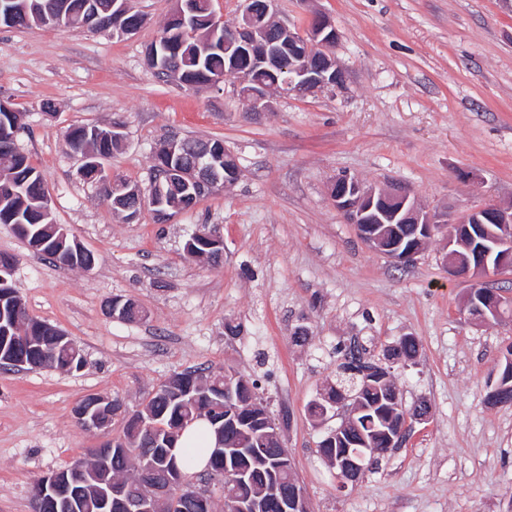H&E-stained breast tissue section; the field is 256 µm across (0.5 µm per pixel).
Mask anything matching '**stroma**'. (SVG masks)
<instances>
[{"label":"stroma","instance_id":"stroma-1","mask_svg":"<svg viewBox=\"0 0 512 512\" xmlns=\"http://www.w3.org/2000/svg\"><path fill=\"white\" fill-rule=\"evenodd\" d=\"M129 4L144 24L124 38L0 27V99L25 116L16 145L44 173L54 221L95 257L87 271L55 265L0 224L29 314L84 358L71 372L0 368V512H31L38 479L121 435L118 421L106 434L78 424L82 398L138 410L170 374L199 366L249 375L272 411H288L284 441L311 512H512V406L486 401L512 347V306L488 324L464 312L469 284L443 263L452 225L398 266L327 195L347 174L452 216L512 204V0H275V20L302 31L312 12L330 18L346 88L277 93L267 112L248 111L230 81L158 78L144 51L172 0ZM116 121L126 138L111 175L148 186L153 153L175 135L223 140L239 179L170 222L148 208L126 222L65 143L71 125ZM204 225L224 239L220 264L184 248ZM116 295L145 318L109 316ZM403 336L419 353L394 370L402 403L427 401L430 415L338 490L308 405L350 345L376 356Z\"/></svg>","mask_w":512,"mask_h":512}]
</instances>
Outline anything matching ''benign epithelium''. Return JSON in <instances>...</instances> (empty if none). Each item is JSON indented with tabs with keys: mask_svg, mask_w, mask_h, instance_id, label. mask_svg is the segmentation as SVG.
Wrapping results in <instances>:
<instances>
[{
	"mask_svg": "<svg viewBox=\"0 0 512 512\" xmlns=\"http://www.w3.org/2000/svg\"><path fill=\"white\" fill-rule=\"evenodd\" d=\"M128 0H113L112 36L124 37L138 32L140 26L127 20ZM273 0H245L241 21L230 28L216 13H211L206 23L211 25L213 34H221L224 47L235 49V58L245 59L248 67L234 65L224 71V75L212 79L219 84L229 78L240 85V95L247 102L249 111L264 112L270 108L269 91L271 86L253 78L257 72L277 67L283 58L294 57L298 63L288 79V89L299 94H307L321 88L339 89L344 84V72L335 59L333 49L339 35L330 20L315 14L311 18L306 35L271 21L270 10ZM195 13L192 0H175L169 20L186 24V19ZM68 0H55L54 9L45 16V22L53 25L69 20ZM306 47L299 53L297 46ZM225 164H220V160ZM209 148L199 152L195 166L188 172L178 171L190 181L201 186L202 191L211 192L219 187L231 189L237 182L239 166L234 155L224 150V158ZM125 196L135 200V207L155 210L162 222L171 220L169 211L163 208L167 197L161 179L154 180L148 191L140 187L129 189ZM328 196L336 211L349 224L357 227L360 238L372 249L378 250L399 264H406L419 253L423 243L429 239L435 228L448 221V215L430 212L421 208L410 194L404 190H384L367 187L359 180L345 176L336 179L328 189ZM452 224L455 234L448 238L444 262L448 274L454 278L467 279L471 283L482 282L491 276L512 272V206L504 207L495 203L486 204L476 210H465L458 214ZM205 242L215 248L224 244L219 230L211 228L194 233L187 243L186 251L202 257L195 243ZM465 249L461 253L458 248ZM505 297L494 292L485 305H475L466 299L465 308L469 317L486 323L501 315ZM108 398L99 395L82 399L74 410V417L91 430H105L109 424L101 423L97 407ZM334 415L341 417V423L329 430L322 439L327 447L340 436L348 426L347 407L339 401L332 404ZM399 417L390 429L384 431L387 447L400 446L412 423L423 421L428 414L422 403L408 411L399 407ZM366 452L355 453L345 460L327 459L329 467L335 471L337 487L341 490L355 484L366 472ZM85 463L77 462L69 473H55L43 486L40 496L35 499L34 512L49 505L53 509L66 502L75 505L83 494L80 485L84 484ZM133 485L124 480H111L101 493L104 506L118 503L122 512H164L170 504V485L159 483L139 487L131 493ZM271 499L280 502L283 512H306L308 501L302 494L288 495L278 482H262L260 492L253 497L226 501L225 512H264Z\"/></svg>",
	"mask_w": 512,
	"mask_h": 512,
	"instance_id": "7a95c632",
	"label": "benign epithelium"
}]
</instances>
